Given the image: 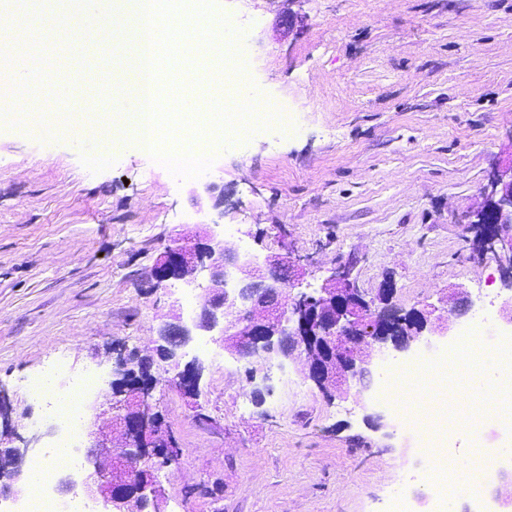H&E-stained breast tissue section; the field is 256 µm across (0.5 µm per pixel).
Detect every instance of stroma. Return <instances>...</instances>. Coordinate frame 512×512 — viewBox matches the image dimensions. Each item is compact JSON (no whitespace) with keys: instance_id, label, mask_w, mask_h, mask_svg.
Returning <instances> with one entry per match:
<instances>
[{"instance_id":"stroma-1","label":"stroma","mask_w":512,"mask_h":512,"mask_svg":"<svg viewBox=\"0 0 512 512\" xmlns=\"http://www.w3.org/2000/svg\"><path fill=\"white\" fill-rule=\"evenodd\" d=\"M99 13L117 38L76 60L58 32L80 16L76 0H33L13 33L41 62L31 95L58 106L50 127L33 115L0 131V389L12 427L40 436L30 458L57 432L26 379L63 356L70 375L95 374L104 389L118 353L154 354L161 324L200 309L208 281L159 284L152 269L182 236L199 241L202 224L224 226L226 250L300 260L303 287L349 265L372 296L390 274L395 307L441 318L449 289L462 287L473 306L456 329L498 327L501 272L472 253L469 222L489 176L512 160V0H216L214 18L242 31L247 87L294 113L297 131L265 125L193 179L130 142L104 152L61 109L77 83L106 109L132 93L128 9L105 0ZM36 16L53 26H34ZM173 83L237 103L223 72L200 63L164 69L161 89ZM187 354L206 362L197 395L154 366L152 409L180 449L155 471L165 512H393L400 502L415 512L427 464L400 425L413 414L453 422V448L469 463L480 456L465 434L471 384L416 412L408 393L385 396L378 376L372 400L328 396L300 357L271 366L259 403L246 364L198 341ZM100 436L111 447H96ZM121 444L104 408L78 449L106 465Z\"/></svg>"}]
</instances>
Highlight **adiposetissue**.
I'll return each mask as SVG.
<instances>
[{
    "label": "adipose tissue",
    "mask_w": 512,
    "mask_h": 512,
    "mask_svg": "<svg viewBox=\"0 0 512 512\" xmlns=\"http://www.w3.org/2000/svg\"><path fill=\"white\" fill-rule=\"evenodd\" d=\"M11 56L14 66L0 76V82L7 87L0 94V129L13 125L25 118L22 108L28 97V86L36 73L38 64L29 54L24 42L12 41L5 47ZM505 358L501 349L483 343L479 328H472L456 339L448 351L449 370L465 369L470 381L479 392L482 400L495 402L499 396L498 380L494 370Z\"/></svg>",
    "instance_id": "ef3b65f1"
}]
</instances>
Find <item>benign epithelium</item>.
<instances>
[{
    "label": "benign epithelium",
    "instance_id": "obj_1",
    "mask_svg": "<svg viewBox=\"0 0 512 512\" xmlns=\"http://www.w3.org/2000/svg\"><path fill=\"white\" fill-rule=\"evenodd\" d=\"M486 199L475 214L474 224L482 232L485 249L499 263L504 287L512 291V164L489 176L484 188ZM208 272V296L193 326L182 316L167 322L158 334L157 351L164 361L173 364L176 373L169 382L190 395H196L204 366L195 358L180 366L185 349L194 340V331L217 332L214 341L240 358L258 357L289 361L302 353L309 364L308 378L321 390L343 380L360 386V396L371 388L370 377L384 353L392 350L407 355L420 347L449 337L453 318L466 313L472 305L467 292L450 299L448 324L429 329L428 312L406 313L392 305L396 282L387 277L372 299L357 287L351 269L338 268L321 287L288 295L295 286L293 267L269 256L260 262L249 255L224 251V239L209 231L203 241L191 248H169L153 270L159 282L180 280L196 271ZM153 361L134 354L118 355L103 399L121 396L123 410L118 415L125 438L117 449L115 462L107 470H95L82 481L71 474L61 478L63 494L79 493L87 503L99 500L112 506L110 512H161L162 487L154 481L155 466L175 463L179 449L171 439L162 437V423L152 412L149 398L156 384ZM257 402L271 391L269 377L257 376L248 369ZM10 400L0 389V417L6 432L19 445L0 446V496L21 492L30 441L10 424Z\"/></svg>",
    "mask_w": 512,
    "mask_h": 512
}]
</instances>
